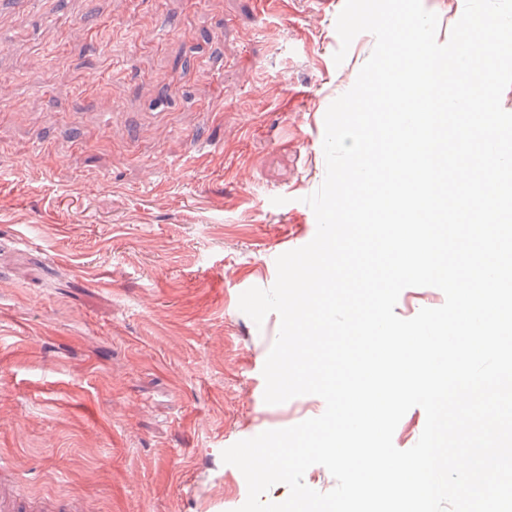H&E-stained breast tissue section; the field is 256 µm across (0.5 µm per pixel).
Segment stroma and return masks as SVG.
Instances as JSON below:
<instances>
[{
  "label": "stroma",
  "mask_w": 512,
  "mask_h": 512,
  "mask_svg": "<svg viewBox=\"0 0 512 512\" xmlns=\"http://www.w3.org/2000/svg\"><path fill=\"white\" fill-rule=\"evenodd\" d=\"M345 0H0V492L18 512H236L222 452L280 329L239 296L316 233Z\"/></svg>",
  "instance_id": "stroma-1"
}]
</instances>
